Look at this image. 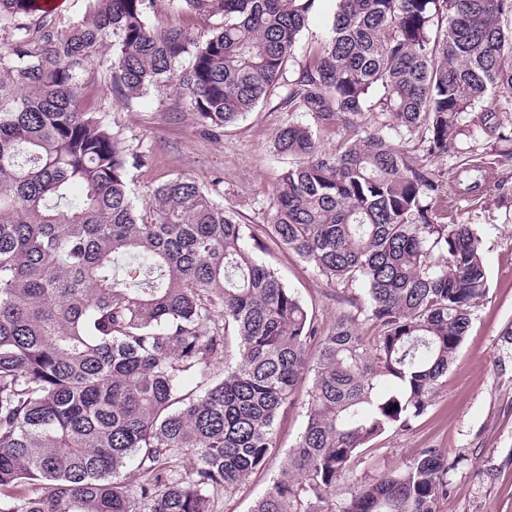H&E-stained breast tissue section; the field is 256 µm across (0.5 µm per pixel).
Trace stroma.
Listing matches in <instances>:
<instances>
[{
  "instance_id": "obj_1",
  "label": "stroma",
  "mask_w": 512,
  "mask_h": 512,
  "mask_svg": "<svg viewBox=\"0 0 512 512\" xmlns=\"http://www.w3.org/2000/svg\"><path fill=\"white\" fill-rule=\"evenodd\" d=\"M336 0H316L299 44L286 67L283 84L233 126L208 131L191 112L187 96L175 89H152L127 106L112 94L103 69L91 71L82 101L86 111L102 115L125 149L143 155L130 169L129 183L137 199L183 175L212 192L215 201L233 208L241 223L262 244L259 259L279 276L320 320L344 310L359 315L367 300L361 286L337 290L313 268L269 238L268 203L288 157L276 154L272 142L279 128L295 122L312 124L309 113L286 104L288 81L309 63L311 51L326 37ZM158 27L176 25L205 33L207 17L178 6V0H154L150 13ZM458 147L437 162L441 174L459 168L465 157L499 145L496 136L479 127L476 115L462 113ZM456 220L472 225L481 239L488 271V293L471 315L469 330L456 351L448 374L410 429L374 439L346 472L332 494L343 502L357 487L406 468L424 448L438 449L452 465L448 493L438 512H512V206L488 199L458 200ZM306 391L285 404L276 421L277 448L268 462L228 495L218 496V512H251L287 460L306 423Z\"/></svg>"
}]
</instances>
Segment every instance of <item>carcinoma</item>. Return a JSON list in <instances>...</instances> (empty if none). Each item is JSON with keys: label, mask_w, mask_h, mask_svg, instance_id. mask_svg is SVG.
I'll list each match as a JSON object with an SVG mask.
<instances>
[{"label": "carcinoma", "mask_w": 512, "mask_h": 512, "mask_svg": "<svg viewBox=\"0 0 512 512\" xmlns=\"http://www.w3.org/2000/svg\"><path fill=\"white\" fill-rule=\"evenodd\" d=\"M88 2L59 29L39 0H0V512H215V492L265 467L307 380L305 427L252 512H437L450 464L435 448L339 510L328 493L361 448L424 413L487 292L477 232L435 204H507L512 189L486 158L473 179L444 181L434 162L461 113L512 98V0H336L290 83L293 108L344 135L327 155L312 127L278 130L291 162L268 232L329 283L363 287L368 337L346 315L322 326L194 180L136 206L142 157L80 108L101 64L127 105L173 85L201 124L231 125L275 88L316 0H180L217 19L203 35L152 25L153 0ZM374 108L384 121L364 135L353 118ZM480 122L512 142L496 111Z\"/></svg>", "instance_id": "cac0c4a2"}]
</instances>
